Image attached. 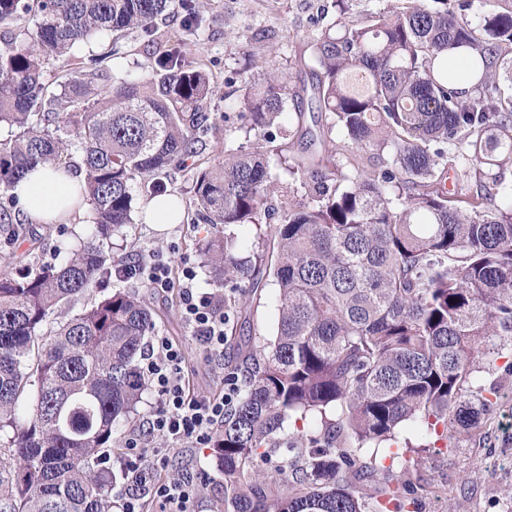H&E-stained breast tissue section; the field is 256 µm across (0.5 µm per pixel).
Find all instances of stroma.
<instances>
[{
  "label": "stroma",
  "instance_id": "35a3bbf8",
  "mask_svg": "<svg viewBox=\"0 0 512 512\" xmlns=\"http://www.w3.org/2000/svg\"><path fill=\"white\" fill-rule=\"evenodd\" d=\"M332 0H200L199 28L181 45L187 62L203 66L211 75L213 93L207 103L210 122L217 129L196 160L205 167L222 160L224 149L245 141L236 97H225L227 80L241 81L262 68L295 74V59L309 55L320 32L319 19L330 12ZM148 62L139 34L121 38L117 52L107 62L110 75L141 76ZM168 183L184 209L181 223L165 228L134 217L112 238V254L120 258L135 251H158L170 259L172 273L181 276L184 266L200 267L198 242L213 232L211 226L193 221V182L187 171L172 170ZM29 235L12 248L0 244V274L8 262L38 265L49 261L55 247L77 241L86 233L82 224H33ZM126 289L143 293L153 314L157 332L186 342L187 367L195 394L216 393L220 380L205 353L186 341L188 332L179 313L178 298L144 290L136 281ZM246 319L256 341L272 338L278 311L274 284H267L261 299L249 307ZM495 382L497 397L477 427L447 449L435 451L434 436L413 423L399 430L393 454L384 461L392 474L417 488L416 512H512V373L496 369L485 375ZM196 472L208 481L197 512H224V476L208 448L183 447L170 454L167 476Z\"/></svg>",
  "mask_w": 512,
  "mask_h": 512
}]
</instances>
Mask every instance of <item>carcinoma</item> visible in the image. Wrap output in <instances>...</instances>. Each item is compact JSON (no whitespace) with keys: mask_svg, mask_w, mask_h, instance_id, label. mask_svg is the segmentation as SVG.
<instances>
[{"mask_svg":"<svg viewBox=\"0 0 512 512\" xmlns=\"http://www.w3.org/2000/svg\"><path fill=\"white\" fill-rule=\"evenodd\" d=\"M350 0L311 43L314 66L299 90L278 72L237 88L245 132L256 142L196 169V221L226 228L280 223L248 246L231 233L203 244L206 283L232 316L267 278L277 286L274 338L237 345L224 367L238 397L224 408L210 451L224 475V512H399L404 487L377 459L412 422L451 440L475 427L497 386L479 379L508 356L512 373V0H380L361 19ZM174 6L197 25L194 0H0V225L3 243L23 230L10 194L38 166L82 172L88 237L52 263L0 275V512H112L116 473L100 451L120 445L145 384L138 358L155 329L143 296L115 287L78 313L72 302L131 259L106 244L131 223L135 200L177 213L166 183L212 135L211 78L186 62L180 38L156 25ZM138 32L169 47L142 78H115L102 57L51 85L49 61L90 39ZM455 47L469 50L465 93L452 85ZM328 115L305 124L303 94ZM320 151L272 176L267 145L281 133ZM368 155L349 177L331 137ZM80 161L72 163V155ZM475 179L468 199L444 179ZM471 400H461L462 393ZM334 412V418L327 412ZM321 426L288 440L277 493L256 466L280 448L287 419ZM374 444L369 460L358 452Z\"/></svg>","mask_w":512,"mask_h":512,"instance_id":"carcinoma-1","label":"carcinoma"}]
</instances>
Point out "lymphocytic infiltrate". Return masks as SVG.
I'll return each instance as SVG.
<instances>
[{
	"mask_svg": "<svg viewBox=\"0 0 512 512\" xmlns=\"http://www.w3.org/2000/svg\"><path fill=\"white\" fill-rule=\"evenodd\" d=\"M129 275L147 287L177 293L181 318L192 340L216 369H223L228 341L225 326L230 320L223 296L194 287V268H184L181 277H172L169 263L155 255L138 258ZM145 373L155 402L149 415L124 439V452L116 460L119 479L112 488V498L120 512H143L147 500L158 504L160 512H196L205 484L190 475L169 479L162 471L171 447L209 444L224 420L225 407L237 396V386L228 380L211 397L196 395L190 386L182 344L162 335L153 338ZM158 438L164 440V447H153V440Z\"/></svg>",
	"mask_w": 512,
	"mask_h": 512,
	"instance_id": "1",
	"label": "lymphocytic infiltrate"
}]
</instances>
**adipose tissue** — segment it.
Returning a JSON list of instances; mask_svg holds the SVG:
<instances>
[{"instance_id":"ef3b65f1","label":"adipose tissue","mask_w":512,"mask_h":512,"mask_svg":"<svg viewBox=\"0 0 512 512\" xmlns=\"http://www.w3.org/2000/svg\"><path fill=\"white\" fill-rule=\"evenodd\" d=\"M81 182V175H66L54 168L41 166L18 179L11 192L30 222L55 223L64 211L74 221L84 213L83 208L74 205Z\"/></svg>"}]
</instances>
